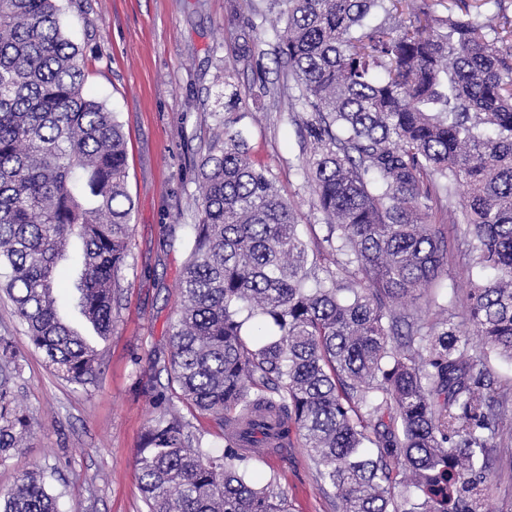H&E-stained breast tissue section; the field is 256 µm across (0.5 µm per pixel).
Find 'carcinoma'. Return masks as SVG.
<instances>
[{"instance_id":"obj_1","label":"carcinoma","mask_w":512,"mask_h":512,"mask_svg":"<svg viewBox=\"0 0 512 512\" xmlns=\"http://www.w3.org/2000/svg\"><path fill=\"white\" fill-rule=\"evenodd\" d=\"M61 0H0V289L31 345L72 383L98 349L60 314L59 264L79 269L76 308L112 334L132 201L117 116L85 92ZM497 0H267L285 17L278 55L304 111V174L321 213L308 244L242 131L215 137L180 279L168 382L138 478L147 512H290L269 457L296 435L341 512H488L490 464L512 445V17ZM400 16L395 26L371 15ZM465 193L447 231L435 223ZM457 257L489 273L467 319L422 318V291ZM22 364L0 338V461L31 431L10 386ZM212 418L224 451L176 409ZM0 512H58L37 474Z\"/></svg>"}]
</instances>
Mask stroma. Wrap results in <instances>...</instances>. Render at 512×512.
<instances>
[{"label":"stroma","instance_id":"stroma-1","mask_svg":"<svg viewBox=\"0 0 512 512\" xmlns=\"http://www.w3.org/2000/svg\"><path fill=\"white\" fill-rule=\"evenodd\" d=\"M265 0H82L63 26L83 54L87 92L116 113L127 141V191L133 203L128 264L112 334L99 343L100 369L86 384L69 382L31 346L12 302L0 296V336L21 355L11 386L32 421L22 448L0 464V493L20 476L42 472L59 512H145L135 466L151 418L139 380L168 349L179 305L185 244L198 221L197 170L217 124L243 131L249 154L269 171L294 207L305 240L323 217L303 176L300 119L276 62V28ZM242 98L228 112L216 101L225 71ZM468 272L453 262L418 301L466 314ZM279 476L291 512H339L302 447L273 453L257 476ZM487 504L512 512V454L491 468Z\"/></svg>","mask_w":512,"mask_h":512}]
</instances>
